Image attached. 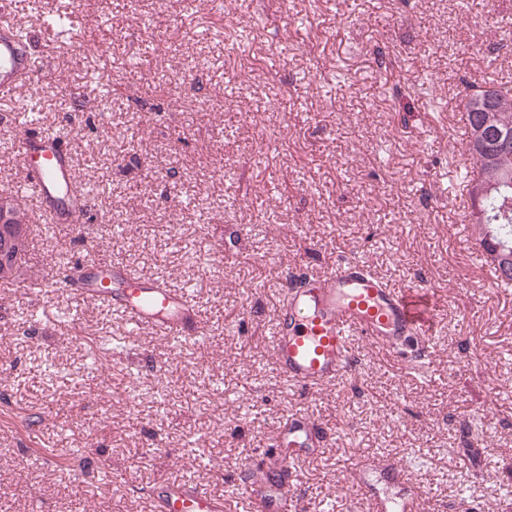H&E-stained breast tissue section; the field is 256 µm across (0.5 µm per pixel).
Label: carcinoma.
<instances>
[{
	"instance_id": "cac0c4a2",
	"label": "carcinoma",
	"mask_w": 512,
	"mask_h": 512,
	"mask_svg": "<svg viewBox=\"0 0 512 512\" xmlns=\"http://www.w3.org/2000/svg\"><path fill=\"white\" fill-rule=\"evenodd\" d=\"M495 97L483 98L484 88L469 89L462 97V112L469 128L470 166L464 168L468 182L480 177L489 188L481 207L482 222L476 224L480 245L493 253L501 250L512 255V87L494 88ZM485 123L487 147L494 164L485 165L484 146L476 139V128ZM0 283L15 282L21 272L27 249V236L21 217L11 198L0 195Z\"/></svg>"
}]
</instances>
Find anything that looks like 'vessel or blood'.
<instances>
[{
    "label": "vessel or blood",
    "instance_id": "vessel-or-blood-1",
    "mask_svg": "<svg viewBox=\"0 0 512 512\" xmlns=\"http://www.w3.org/2000/svg\"><path fill=\"white\" fill-rule=\"evenodd\" d=\"M8 0H0V96L10 95L32 72L31 49L20 42L8 19ZM17 153L24 172L23 193L43 201L53 224L82 231L87 207L76 187L73 156L59 135L29 130ZM79 298L112 305L131 332L149 328L162 336H199L196 310L185 291L145 279L127 264L94 258L81 260ZM438 322L434 289L396 288L375 276L364 263L341 260L328 271L297 276L285 293L270 336L278 373L290 386L319 390L348 372L351 340L364 339L401 357L426 358L428 336ZM326 445L319 428L300 413L286 421L263 449L255 476L244 477L246 498H258L261 512H293L291 494L296 463L318 455ZM422 491L404 486L394 497L377 499L376 512H415ZM160 512H224L223 499L201 488L168 484L156 494Z\"/></svg>",
    "mask_w": 512,
    "mask_h": 512
}]
</instances>
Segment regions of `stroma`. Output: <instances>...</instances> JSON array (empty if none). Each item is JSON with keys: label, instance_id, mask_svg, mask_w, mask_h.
Segmentation results:
<instances>
[{"label": "stroma", "instance_id": "stroma-1", "mask_svg": "<svg viewBox=\"0 0 512 512\" xmlns=\"http://www.w3.org/2000/svg\"><path fill=\"white\" fill-rule=\"evenodd\" d=\"M74 2L71 41L46 35L59 0L9 14L40 66L0 98V194L29 242L20 286H0V512H152L161 480L249 512L236 483L291 412L328 438L297 465L302 512H373L349 473L386 459L421 488L417 512H512V292L471 260L455 168L465 87L512 86V0ZM378 46L400 69H381ZM105 47L132 71L109 89ZM28 109L66 139L78 183L103 187L84 237L18 191L14 118ZM90 241L187 289L201 339L133 336L70 289L28 291ZM354 257L392 286L439 291L430 356L405 363L357 338L345 379L290 388L269 346L289 278ZM475 443L477 475L457 455Z\"/></svg>", "mask_w": 512, "mask_h": 512}]
</instances>
